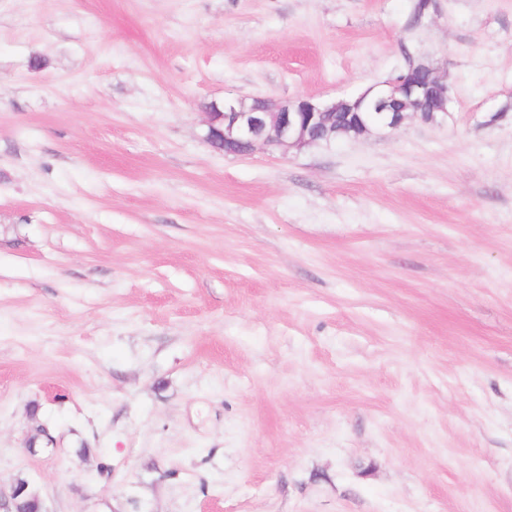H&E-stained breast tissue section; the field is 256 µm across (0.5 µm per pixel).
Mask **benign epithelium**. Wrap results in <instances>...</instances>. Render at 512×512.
Wrapping results in <instances>:
<instances>
[{
    "label": "benign epithelium",
    "mask_w": 512,
    "mask_h": 512,
    "mask_svg": "<svg viewBox=\"0 0 512 512\" xmlns=\"http://www.w3.org/2000/svg\"><path fill=\"white\" fill-rule=\"evenodd\" d=\"M409 71L423 72L431 79L432 93L441 99L440 111L430 115V121L448 117V83L437 75L425 61L412 62ZM426 91L416 77L389 76L360 94L350 109L374 108L379 112L375 129L363 126V134L376 132L386 135L407 120L408 113L390 108L401 101H415ZM344 101L320 102L311 97L294 101H273L254 98L213 102L207 112L205 140L212 147L228 154H245L261 144L269 149H301L306 146L330 143L335 132V112Z\"/></svg>",
    "instance_id": "7a95c632"
}]
</instances>
